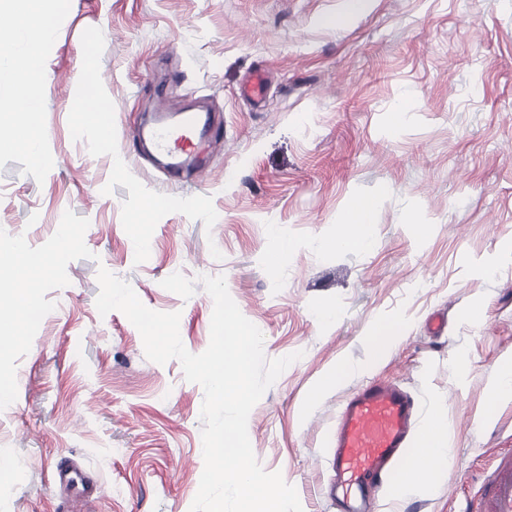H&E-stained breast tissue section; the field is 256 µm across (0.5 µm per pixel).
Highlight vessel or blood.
I'll list each match as a JSON object with an SVG mask.
<instances>
[{"instance_id":"obj_1","label":"vessel or blood","mask_w":512,"mask_h":512,"mask_svg":"<svg viewBox=\"0 0 512 512\" xmlns=\"http://www.w3.org/2000/svg\"><path fill=\"white\" fill-rule=\"evenodd\" d=\"M215 131L209 118L188 108L159 112L137 135L150 141L170 171L199 173L205 168L199 142ZM419 411L412 394L380 379L362 384L347 401L337 419L331 459L339 512H367L368 491L381 490L393 477ZM479 508L512 512V456L503 457L483 485Z\"/></svg>"}]
</instances>
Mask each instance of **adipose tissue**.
Wrapping results in <instances>:
<instances>
[{"instance_id":"1","label":"adipose tissue","mask_w":512,"mask_h":512,"mask_svg":"<svg viewBox=\"0 0 512 512\" xmlns=\"http://www.w3.org/2000/svg\"><path fill=\"white\" fill-rule=\"evenodd\" d=\"M42 77L41 60L36 51H29L20 74L0 73V81L12 85L15 98H0V125L9 123L17 127L18 134L11 145L29 153H37L41 130L38 122L36 89ZM376 203L372 198H353L347 216L334 239L328 245L334 249H371L375 242L374 213ZM50 263L46 257L34 255L24 245H17L11 264L14 287L10 299V312L6 326H0V354L21 344L25 339L26 325L36 304V282L48 273ZM453 450L448 445V433L442 411H435L421 426L412 453L406 459L401 477L394 490L407 495L424 491L428 475L441 474L447 468Z\"/></svg>"}]
</instances>
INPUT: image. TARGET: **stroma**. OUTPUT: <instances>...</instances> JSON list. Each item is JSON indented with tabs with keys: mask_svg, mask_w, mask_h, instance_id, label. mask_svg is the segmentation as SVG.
Wrapping results in <instances>:
<instances>
[{
	"mask_svg": "<svg viewBox=\"0 0 512 512\" xmlns=\"http://www.w3.org/2000/svg\"><path fill=\"white\" fill-rule=\"evenodd\" d=\"M41 18L5 32L0 57L6 69L37 49L44 74L40 156L0 147V259L21 241L54 260L40 321L0 355V512H190L204 390L178 360H148L121 312L99 314L102 267L149 309L180 312L191 353L210 342L203 275L224 276L266 358L299 353L248 435L303 512H337L336 416L374 376L445 410L454 450L429 490L384 487L375 512H463L512 454V399L483 415L512 355V0H44ZM258 70L260 104L241 94ZM91 78L103 122L83 126ZM190 103L222 131L203 177L176 182L135 130ZM356 196L376 202L373 248L324 249ZM276 230L298 243L287 257ZM393 320L404 333L374 361L372 328ZM339 363L349 375L309 401ZM66 459L95 482L92 502L56 483Z\"/></svg>",
	"mask_w": 512,
	"mask_h": 512,
	"instance_id": "1",
	"label": "stroma"
}]
</instances>
